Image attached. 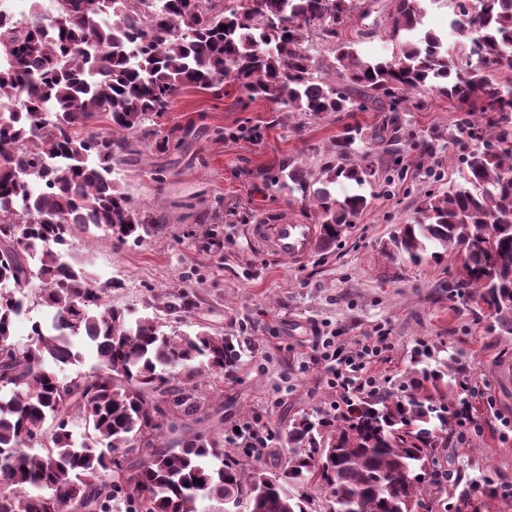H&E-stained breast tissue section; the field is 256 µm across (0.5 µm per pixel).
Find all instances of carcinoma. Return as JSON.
Returning a JSON list of instances; mask_svg holds the SVG:
<instances>
[{
  "label": "carcinoma",
  "mask_w": 512,
  "mask_h": 512,
  "mask_svg": "<svg viewBox=\"0 0 512 512\" xmlns=\"http://www.w3.org/2000/svg\"><path fill=\"white\" fill-rule=\"evenodd\" d=\"M393 2L392 55L376 61L341 41L353 0H57L51 20L0 17V512H200L237 497L247 512H315L316 492L328 512H415L434 449L448 447V363L415 372L400 395L357 399L339 421L304 414L272 432L293 449L272 473L248 461L247 441L232 456L189 426L205 413L204 387L238 369L234 338L168 333L157 313L109 306L112 283L56 249L76 230L122 243L163 230L112 173L139 153L128 135H157L151 123L183 87L230 78L248 100L306 116L372 106L392 113L384 133L398 128V101L435 92L459 104L457 131L481 145L465 150L464 183L425 194L422 219L385 251L415 265L463 255L450 296L512 328V0H447L451 44L420 30L424 4L440 0ZM314 34L331 63L311 54ZM360 135L344 127L313 181L284 173L316 206L324 249L370 205L332 192L375 177ZM35 282L49 321L20 349L14 324ZM78 341L97 366L61 378L53 366L77 362ZM78 418L92 432L77 439Z\"/></svg>",
  "instance_id": "cac0c4a2"
}]
</instances>
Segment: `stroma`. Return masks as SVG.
<instances>
[{
    "instance_id": "35a3bbf8",
    "label": "stroma",
    "mask_w": 512,
    "mask_h": 512,
    "mask_svg": "<svg viewBox=\"0 0 512 512\" xmlns=\"http://www.w3.org/2000/svg\"><path fill=\"white\" fill-rule=\"evenodd\" d=\"M365 6L369 17L351 13L342 36L362 55H387L392 2L366 0ZM460 115L457 102L430 93L406 105L396 137L379 141L381 112L313 117L248 100L228 81L211 90L184 88L157 120L160 133L177 132L180 147L165 153L142 147L118 171L135 205L162 231L137 244L79 234L69 252L99 282H113L106 297L112 307L149 313L166 294L182 290L194 306L186 316H170L169 330L204 326L239 342V369L222 392L205 395L210 408L222 410L227 438L246 421L282 430L300 415L329 411L335 395L315 358L318 337H337L351 350L384 332L390 346L376 367L384 389H398L414 369L447 360L450 406H457L463 383L479 389L471 400L477 427L435 449L438 470L452 479L426 495L419 512H470L474 505L480 512H512V499L493 493L512 480V428L502 425L512 419V331L485 308L449 296L459 255L415 266L385 254L391 233L419 218L427 189L460 181V148L448 137ZM349 124L360 126L358 147L381 170L359 189L371 205L330 249L312 248L300 260L266 254L249 235L261 218L317 221L282 179V167L316 177ZM421 140L433 142L432 153L415 149ZM158 168L165 183L154 179Z\"/></svg>"
}]
</instances>
